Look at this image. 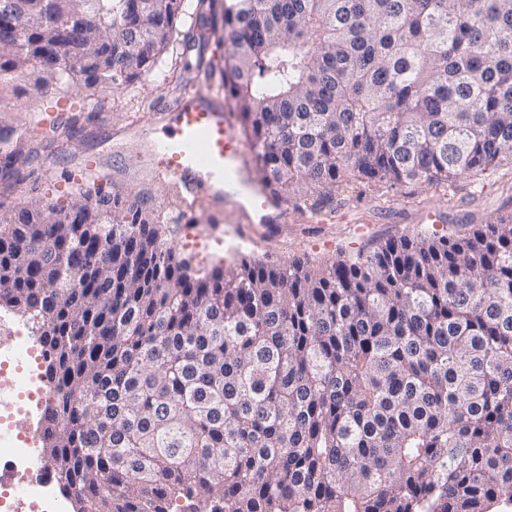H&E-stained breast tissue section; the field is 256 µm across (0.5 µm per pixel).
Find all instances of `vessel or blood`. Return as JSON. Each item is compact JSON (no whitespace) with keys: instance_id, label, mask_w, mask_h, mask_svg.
I'll list each match as a JSON object with an SVG mask.
<instances>
[{"instance_id":"b4317fda","label":"vessel or blood","mask_w":512,"mask_h":512,"mask_svg":"<svg viewBox=\"0 0 512 512\" xmlns=\"http://www.w3.org/2000/svg\"><path fill=\"white\" fill-rule=\"evenodd\" d=\"M164 138L155 148L159 169L184 201L257 199L259 222H285L286 210L262 186L249 181L246 151L230 110L208 90H191L166 115Z\"/></svg>"}]
</instances>
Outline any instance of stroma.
Returning a JSON list of instances; mask_svg holds the SVG:
<instances>
[{
	"label": "stroma",
	"mask_w": 512,
	"mask_h": 512,
	"mask_svg": "<svg viewBox=\"0 0 512 512\" xmlns=\"http://www.w3.org/2000/svg\"><path fill=\"white\" fill-rule=\"evenodd\" d=\"M194 16H185L158 68L143 79L119 90L101 85L78 101L75 92L43 98L31 85L0 87V128L22 130L39 114L76 109L79 134L40 147L29 166L30 175L9 192L13 206L33 194L55 198L68 194L66 175L79 174L97 162L109 177L107 183L122 194L139 196L148 210L166 219L162 229L193 268H211L219 262L246 257L284 263L296 257L321 262L360 249L369 251L385 240L405 234L467 232L497 216L512 214V164H503L488 175L483 192L443 186L407 185L394 189L378 183H353L337 190L335 219L320 220L310 210H297L288 197V220L283 224H243L237 209L226 204L183 215L173 191L156 182L157 159L147 148L160 134L164 116L175 106L173 86L185 76V64L198 54L220 59L223 30H216L206 47L188 41ZM221 221V231L209 232L204 220Z\"/></svg>",
	"instance_id": "stroma-1"
}]
</instances>
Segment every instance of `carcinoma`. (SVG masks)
Segmentation results:
<instances>
[{
    "instance_id": "cac0c4a2",
    "label": "carcinoma",
    "mask_w": 512,
    "mask_h": 512,
    "mask_svg": "<svg viewBox=\"0 0 512 512\" xmlns=\"http://www.w3.org/2000/svg\"><path fill=\"white\" fill-rule=\"evenodd\" d=\"M189 12L226 41L180 91L220 71L276 196L332 217L355 180L475 194L512 164V0H0V84L119 89ZM31 140L4 137V188ZM0 308L44 349L43 461L74 512H512L511 214L201 273L89 176L0 201Z\"/></svg>"
}]
</instances>
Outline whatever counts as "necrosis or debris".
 <instances>
[{
	"label": "necrosis or debris",
	"mask_w": 512,
	"mask_h": 512,
	"mask_svg": "<svg viewBox=\"0 0 512 512\" xmlns=\"http://www.w3.org/2000/svg\"><path fill=\"white\" fill-rule=\"evenodd\" d=\"M35 346L21 329L0 328V368L9 367L16 379L13 389L0 394V446L19 437L28 443L18 454H0V512H67L54 493L52 469L37 466L39 451L31 446L37 438L29 424L32 407L52 394L30 363Z\"/></svg>",
	"instance_id": "4bbe7bcc"
}]
</instances>
